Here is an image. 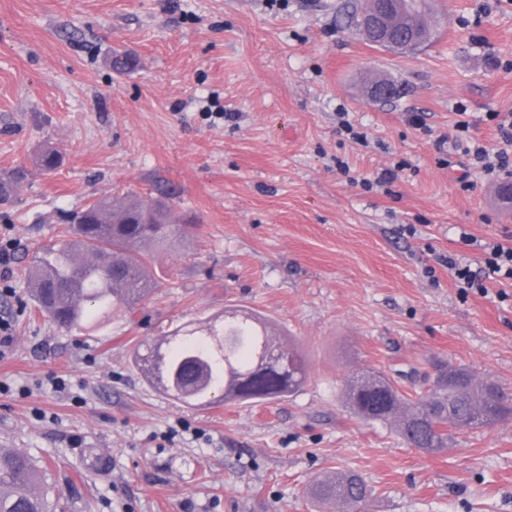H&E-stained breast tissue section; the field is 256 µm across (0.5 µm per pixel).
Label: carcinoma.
<instances>
[{"label":"carcinoma","mask_w":512,"mask_h":512,"mask_svg":"<svg viewBox=\"0 0 512 512\" xmlns=\"http://www.w3.org/2000/svg\"><path fill=\"white\" fill-rule=\"evenodd\" d=\"M398 26L426 42L430 36L427 0H409L394 16ZM369 22L368 0L356 7L351 25L358 32ZM61 156L51 148L38 165L52 173ZM25 172L0 174V205L19 194ZM166 201L148 202L136 193L116 203L95 198L70 210L67 239L38 250L28 265L35 309L66 330L81 329L97 315L131 312L154 294L158 280L149 273L153 254L189 231L173 224ZM137 368L152 364L166 378L161 393L189 406L215 399L258 403L296 392L306 370L299 349L272 343L264 316L245 308L224 311L219 322L187 329L135 352ZM348 385V408L364 421L386 422L401 414L404 442L430 454L448 449L456 431L490 427L512 418V394L495 382L442 364L435 375L406 392L378 373L356 372ZM339 480L316 481L310 493L332 512H357L370 496L358 475L343 471ZM55 490L45 471L26 453L0 451V512H56Z\"/></svg>","instance_id":"1"}]
</instances>
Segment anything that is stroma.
I'll return each instance as SVG.
<instances>
[{"label": "stroma", "instance_id": "obj_1", "mask_svg": "<svg viewBox=\"0 0 512 512\" xmlns=\"http://www.w3.org/2000/svg\"><path fill=\"white\" fill-rule=\"evenodd\" d=\"M352 3L0 0V173L27 172L0 205L15 245L0 450L51 462L68 512H323L306 489L336 470L371 487L366 512H512V419L429 454L343 399L352 373L405 390L439 361L512 390V281L466 294L441 264L482 267V244L512 245V213L480 170L454 184L437 148L462 116L499 148L512 0H435L431 40L403 54L350 29ZM118 52L131 70H113ZM374 79L406 92L372 99ZM399 162L392 187L374 184ZM129 192L168 200L190 240L156 256L158 288L133 313L57 327L31 306L30 257L66 238L62 212ZM238 306L302 351L297 393L188 408L134 366L162 332Z\"/></svg>", "mask_w": 512, "mask_h": 512}]
</instances>
